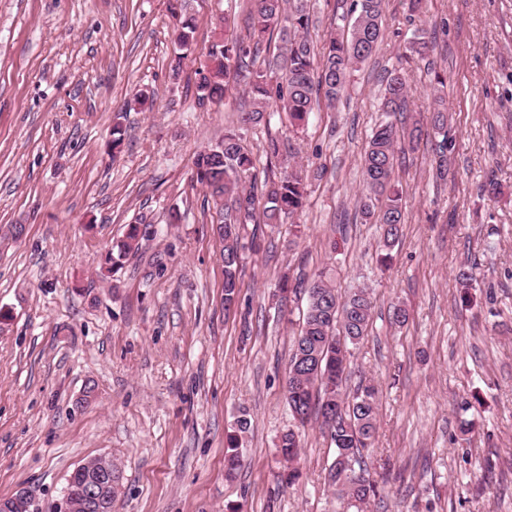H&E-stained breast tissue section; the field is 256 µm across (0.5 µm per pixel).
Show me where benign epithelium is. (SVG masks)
<instances>
[{
    "label": "benign epithelium",
    "instance_id": "7a95c632",
    "mask_svg": "<svg viewBox=\"0 0 512 512\" xmlns=\"http://www.w3.org/2000/svg\"><path fill=\"white\" fill-rule=\"evenodd\" d=\"M83 482L72 488L65 487L56 512H102L105 503L104 493L118 481L119 471L94 457L74 468Z\"/></svg>",
    "mask_w": 512,
    "mask_h": 512
}]
</instances>
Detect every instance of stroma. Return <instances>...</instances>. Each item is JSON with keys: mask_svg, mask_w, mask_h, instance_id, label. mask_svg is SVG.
<instances>
[{"mask_svg": "<svg viewBox=\"0 0 512 512\" xmlns=\"http://www.w3.org/2000/svg\"><path fill=\"white\" fill-rule=\"evenodd\" d=\"M251 9L192 0L196 50L175 75L169 0H0V230L24 227L0 239V499L23 491L34 512H53L70 472L105 456L120 470L112 512H338L318 423L294 486L279 480L276 448L291 425L285 382L306 300L284 319L271 295L282 274L322 270L375 303L346 382L378 389L365 460L379 493L367 512H512V0H422L416 25L408 0H389L385 38L335 108L295 131L270 103L243 135L253 172L278 176L266 155L277 137L308 170L307 196L295 221L264 227L259 252L244 253L228 316L212 205L190 174L196 152L237 127L245 97L202 108L187 80L218 19L241 36ZM419 27L433 42L425 62L404 56ZM395 67L411 119L442 91L455 149L444 182L428 143L397 167L406 222L384 265L380 228L361 217L360 157ZM491 176L496 198L480 192ZM130 224L140 250L101 276ZM244 413L243 466L230 478L226 436Z\"/></svg>", "mask_w": 512, "mask_h": 512, "instance_id": "stroma-1", "label": "stroma"}]
</instances>
